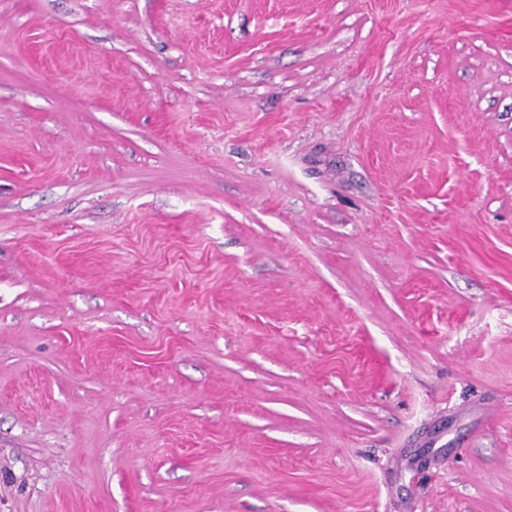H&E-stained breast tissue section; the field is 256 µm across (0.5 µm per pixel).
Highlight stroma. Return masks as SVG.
<instances>
[{
    "instance_id": "obj_1",
    "label": "stroma",
    "mask_w": 512,
    "mask_h": 512,
    "mask_svg": "<svg viewBox=\"0 0 512 512\" xmlns=\"http://www.w3.org/2000/svg\"><path fill=\"white\" fill-rule=\"evenodd\" d=\"M0 512H512V0H0Z\"/></svg>"
}]
</instances>
